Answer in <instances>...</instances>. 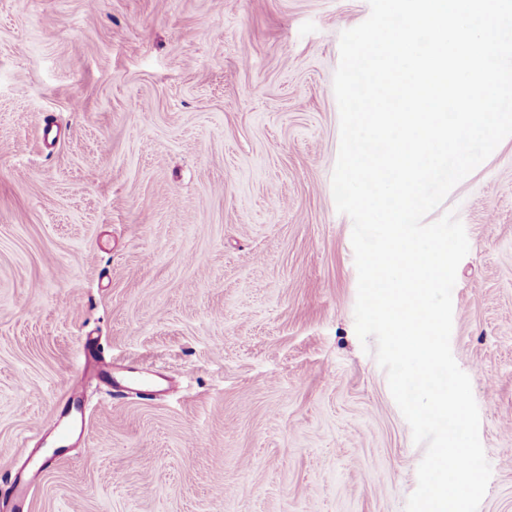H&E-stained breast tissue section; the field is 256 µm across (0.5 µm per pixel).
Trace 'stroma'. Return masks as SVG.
<instances>
[{
  "instance_id": "stroma-1",
  "label": "stroma",
  "mask_w": 512,
  "mask_h": 512,
  "mask_svg": "<svg viewBox=\"0 0 512 512\" xmlns=\"http://www.w3.org/2000/svg\"><path fill=\"white\" fill-rule=\"evenodd\" d=\"M369 14L0 0V487L44 460L27 512H405L425 448L357 337L331 182L340 34ZM452 208L479 512H512V136ZM105 361L177 389L128 391ZM73 381L86 428L61 440Z\"/></svg>"
}]
</instances>
